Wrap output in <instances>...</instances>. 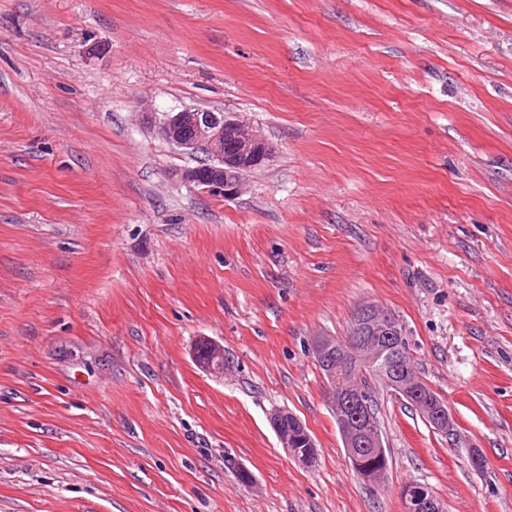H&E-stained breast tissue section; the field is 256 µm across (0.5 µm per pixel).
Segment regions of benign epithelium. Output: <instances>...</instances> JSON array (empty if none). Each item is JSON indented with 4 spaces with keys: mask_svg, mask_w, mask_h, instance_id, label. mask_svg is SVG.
<instances>
[{
    "mask_svg": "<svg viewBox=\"0 0 512 512\" xmlns=\"http://www.w3.org/2000/svg\"><path fill=\"white\" fill-rule=\"evenodd\" d=\"M159 134L188 154H206V164L182 171L183 181L226 197L235 195L245 176L263 166L272 154V147L252 128L223 112L196 108L170 112L160 124ZM351 320L353 329L349 336L341 340L320 336L314 342L313 353L328 382V400L336 412L347 455H355L359 448H369L383 456L381 433L360 394L362 376L378 373L407 397L417 394V379L405 370L399 346L403 333L394 316L365 303L353 310ZM193 357L203 371L224 374V346L219 342L198 340ZM426 412L437 432L453 434L455 421L447 404L437 403ZM287 420L285 410L271 415V424L285 449L297 443V436L286 427ZM403 500L406 512H445L435 497L418 496L409 489L404 492Z\"/></svg>",
    "mask_w": 512,
    "mask_h": 512,
    "instance_id": "benign-epithelium-1",
    "label": "benign epithelium"
}]
</instances>
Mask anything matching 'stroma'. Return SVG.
Listing matches in <instances>:
<instances>
[{"label":"stroma","instance_id":"obj_1","mask_svg":"<svg viewBox=\"0 0 512 512\" xmlns=\"http://www.w3.org/2000/svg\"><path fill=\"white\" fill-rule=\"evenodd\" d=\"M186 107L272 146L238 195L182 180ZM364 302L456 422L374 383L378 488L313 354ZM415 482L512 512V0H0V512H405ZM196 364L209 374L223 375L226 366L224 346L217 341L203 338L193 348ZM271 424L280 440V443L283 448L286 449L288 452V448H290L293 455L298 456L299 458L309 454L310 449H314L312 454L316 457L315 448L317 449V446L315 444V441L308 435L304 434V441L307 443L306 448H303L301 446H297L298 448H294L297 443V436L292 433L291 431L298 433L295 428H297V424L294 425L295 428H293V424L295 423L293 421V418H288V412L285 410H278L274 412L271 415ZM288 420V428L286 427V422ZM291 430V431H288Z\"/></svg>","mask_w":512,"mask_h":512}]
</instances>
